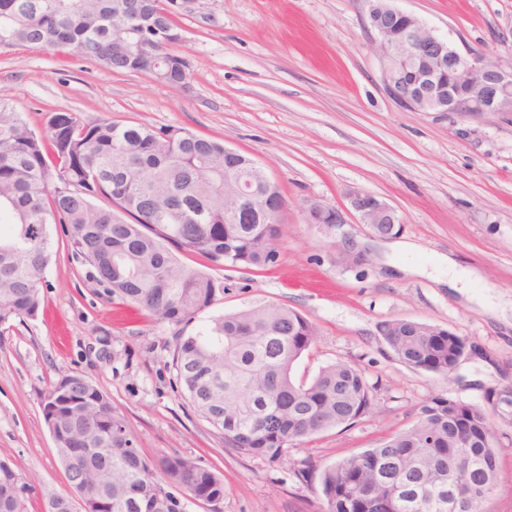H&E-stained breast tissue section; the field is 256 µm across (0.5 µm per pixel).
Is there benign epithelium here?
<instances>
[{
  "label": "benign epithelium",
  "mask_w": 512,
  "mask_h": 512,
  "mask_svg": "<svg viewBox=\"0 0 512 512\" xmlns=\"http://www.w3.org/2000/svg\"><path fill=\"white\" fill-rule=\"evenodd\" d=\"M367 3L382 82L398 105L411 112H512V61L492 62L480 51L458 50L391 0ZM242 165L241 171H224V182L235 191V205L225 210V216L236 222L260 216L280 221L286 201L278 183L254 159L246 156ZM346 199V211L368 225L375 236L401 231L396 209L380 197L353 188ZM344 212L312 201L305 207V218L309 224H344ZM487 405L512 411V382L494 389ZM487 493V487L466 476L448 477L455 512H470L473 499Z\"/></svg>",
  "instance_id": "7a95c632"
}]
</instances>
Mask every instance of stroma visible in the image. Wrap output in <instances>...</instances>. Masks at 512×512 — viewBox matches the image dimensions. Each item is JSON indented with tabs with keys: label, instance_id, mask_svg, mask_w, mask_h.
<instances>
[{
	"label": "stroma",
	"instance_id": "1",
	"mask_svg": "<svg viewBox=\"0 0 512 512\" xmlns=\"http://www.w3.org/2000/svg\"><path fill=\"white\" fill-rule=\"evenodd\" d=\"M459 47L512 60V0H394ZM366 0H198L179 12L177 52L192 64L190 90L39 46L0 52V99L43 131L68 112L81 120L146 123L223 140L252 157L280 186L277 259L263 269L216 268L196 254L187 267L223 282L192 321L160 324L85 279L60 225L49 227L51 259L33 319L0 326V461L26 488L27 512L47 494L73 491L42 413L53 382L77 373L109 396L151 459L181 456L215 472L224 496L184 497V512H326L319 475L336 461L409 428L431 399L479 408L512 381V112H410L381 81ZM386 200L402 220L409 252L373 239L347 215L329 230L306 223L318 201L345 207L348 189ZM363 249L347 252V240ZM451 257L477 281L457 290L436 266ZM275 302L317 329L296 373L358 365L371 388L369 412L276 462L239 455L173 381L176 340L214 319ZM411 319L464 337L474 352L452 377L400 362L378 331ZM500 479L487 512H512V423L492 417ZM309 473L299 481L297 470Z\"/></svg>",
	"mask_w": 512,
	"mask_h": 512
}]
</instances>
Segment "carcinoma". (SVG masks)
Segmentation results:
<instances>
[{
    "mask_svg": "<svg viewBox=\"0 0 512 512\" xmlns=\"http://www.w3.org/2000/svg\"><path fill=\"white\" fill-rule=\"evenodd\" d=\"M171 2L0 0V51L67 46L112 72L179 83L185 75L178 53L154 30L139 40L132 34L144 7L159 29H177ZM226 163L238 159H224V142L171 127L62 113L38 135L0 100V215H8L0 221V325L37 316L51 224L63 225L88 282L158 323L192 319L223 288L181 264L178 253L243 270L274 263L279 225L224 216ZM101 196L109 206L92 203ZM384 326L405 364L448 372L458 337L444 329L425 336L426 326L401 319ZM316 336L313 323L281 304L227 315L207 335L179 339L176 382L225 445L278 460L288 446L352 424L371 406V389L355 364H328L310 379L295 375ZM43 401L55 408L67 437L66 447L56 449L64 471L82 477L73 491L95 502L96 512H145L146 499L153 512H184L174 488L208 502L224 495L222 478L191 459L146 458L111 399L90 381L69 393L56 382ZM490 415L476 411L469 428L457 430L448 422V400L432 399L408 429L322 470L327 512H448V498L429 477L446 482L450 473L496 486L501 448ZM22 492L15 471L1 464L0 512H26L25 499H17Z\"/></svg>",
    "mask_w": 512,
    "mask_h": 512,
    "instance_id": "carcinoma-1",
    "label": "carcinoma"
}]
</instances>
